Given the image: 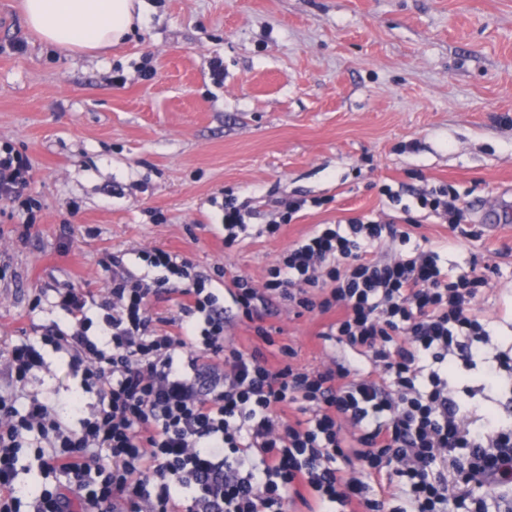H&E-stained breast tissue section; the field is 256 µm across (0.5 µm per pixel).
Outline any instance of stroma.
<instances>
[{
  "label": "stroma",
  "instance_id": "35a3bbf8",
  "mask_svg": "<svg viewBox=\"0 0 512 512\" xmlns=\"http://www.w3.org/2000/svg\"><path fill=\"white\" fill-rule=\"evenodd\" d=\"M22 2L0 0V142L33 164L34 222L0 204V349L67 324L56 289L103 299L113 256L141 275L140 252L160 247L258 281L316 225L378 218L385 183L408 204L424 188L459 190L464 232L416 210L414 240L450 274L486 278L476 308L512 347V227L474 211L512 203V0H142V23L95 54L43 42ZM228 193L256 226L295 197L322 205L227 248ZM328 321L266 319L310 369L355 358L321 338ZM46 360L34 391L78 393L66 364ZM480 373L453 361L449 385L512 427V382L483 392Z\"/></svg>",
  "mask_w": 512,
  "mask_h": 512
}]
</instances>
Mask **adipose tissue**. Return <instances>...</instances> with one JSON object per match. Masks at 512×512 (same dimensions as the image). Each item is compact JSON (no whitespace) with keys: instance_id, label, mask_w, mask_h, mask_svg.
I'll return each instance as SVG.
<instances>
[{"instance_id":"obj_1","label":"adipose tissue","mask_w":512,"mask_h":512,"mask_svg":"<svg viewBox=\"0 0 512 512\" xmlns=\"http://www.w3.org/2000/svg\"><path fill=\"white\" fill-rule=\"evenodd\" d=\"M24 11L43 41L73 52L105 50L142 19L134 0H24Z\"/></svg>"}]
</instances>
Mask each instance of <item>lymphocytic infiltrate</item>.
I'll return each mask as SVG.
<instances>
[{
	"instance_id": "lymphocytic-infiltrate-1",
	"label": "lymphocytic infiltrate",
	"mask_w": 512,
	"mask_h": 512,
	"mask_svg": "<svg viewBox=\"0 0 512 512\" xmlns=\"http://www.w3.org/2000/svg\"><path fill=\"white\" fill-rule=\"evenodd\" d=\"M28 159L0 147V201L30 209ZM397 216L320 224L250 276H190L188 261L143 251L156 279L113 280L101 324L78 288L56 305L72 325L0 351L11 384L0 390V512H288L315 494L357 512H455L471 484L512 489V430L489 415L470 424L448 391V357L464 343L491 359L483 385L502 380L505 353L474 307L478 276L444 272L434 249L414 245ZM399 244L396 256L377 248ZM229 278L220 294L218 278ZM178 294L159 321L151 301ZM295 316L334 319L323 339L363 360L307 369L265 322L271 301ZM253 323L259 347L236 346L224 310ZM59 354L96 401L61 403L29 391ZM278 365H269L266 351ZM296 407L298 419L285 411ZM30 448L55 482L29 504L14 494Z\"/></svg>"
}]
</instances>
